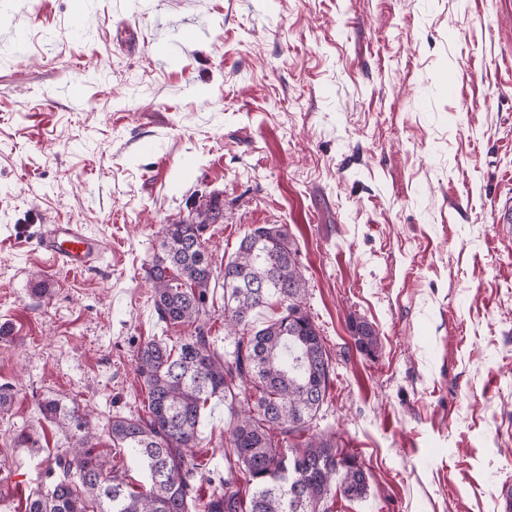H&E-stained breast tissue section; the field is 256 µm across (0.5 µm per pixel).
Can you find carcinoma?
Segmentation results:
<instances>
[{"label":"carcinoma","mask_w":512,"mask_h":512,"mask_svg":"<svg viewBox=\"0 0 512 512\" xmlns=\"http://www.w3.org/2000/svg\"><path fill=\"white\" fill-rule=\"evenodd\" d=\"M222 217L224 202L212 196L162 225L148 269L159 320L192 331L176 344L158 339L137 349L148 415H115L108 426L112 448L136 460L146 482L131 486L126 470L95 453L96 434L77 403L48 397L40 410L68 446L56 449L51 481L28 496L25 512H330L338 493L368 496L363 463L314 431L333 367L285 225L251 229L224 263V330L233 349L223 354L211 343L206 316L217 268L209 244H194ZM273 300L282 312L257 324L256 313ZM349 330L361 354L376 355L371 324L353 320ZM212 398L223 399L230 415L228 451L222 488L204 500L192 449L202 442V411ZM338 457L346 466H336Z\"/></svg>","instance_id":"cac0c4a2"}]
</instances>
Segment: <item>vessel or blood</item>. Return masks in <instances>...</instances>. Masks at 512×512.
Here are the masks:
<instances>
[{"label": "vessel or blood", "mask_w": 512, "mask_h": 512, "mask_svg": "<svg viewBox=\"0 0 512 512\" xmlns=\"http://www.w3.org/2000/svg\"><path fill=\"white\" fill-rule=\"evenodd\" d=\"M39 246L58 263L72 270L90 268L101 257L97 242L75 224L48 225Z\"/></svg>", "instance_id": "1"}]
</instances>
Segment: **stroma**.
Instances as JSON below:
<instances>
[{"instance_id":"35a3bbf8","label":"stroma","mask_w":512,"mask_h":512,"mask_svg":"<svg viewBox=\"0 0 512 512\" xmlns=\"http://www.w3.org/2000/svg\"><path fill=\"white\" fill-rule=\"evenodd\" d=\"M187 26L199 38L158 59ZM213 195L216 262L263 224L299 252L335 369L317 428L370 474L332 512H506L512 0H0V512H24L67 445L47 397L91 406L97 452L142 481L107 425L144 411L138 347L188 334L153 308L158 229ZM50 224L82 225L101 261L43 253ZM227 426L211 400L202 495ZM27 427L41 452L16 447ZM349 330L356 349L367 357H374L379 349V340L373 326L366 321L351 320Z\"/></svg>"}]
</instances>
